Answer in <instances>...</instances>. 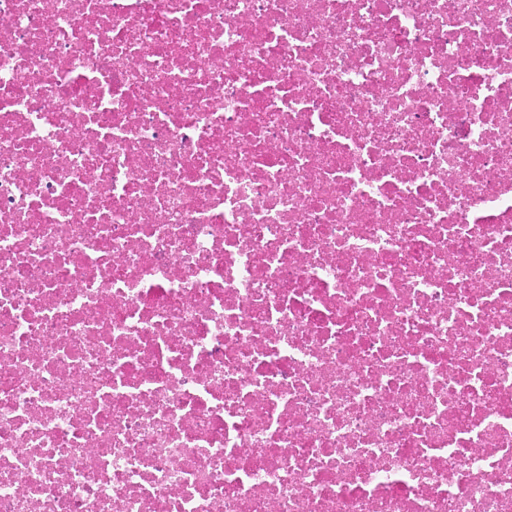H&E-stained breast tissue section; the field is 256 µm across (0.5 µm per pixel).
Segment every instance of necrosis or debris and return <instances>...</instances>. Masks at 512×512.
<instances>
[{
  "instance_id": "4bbe7bcc",
  "label": "necrosis or debris",
  "mask_w": 512,
  "mask_h": 512,
  "mask_svg": "<svg viewBox=\"0 0 512 512\" xmlns=\"http://www.w3.org/2000/svg\"><path fill=\"white\" fill-rule=\"evenodd\" d=\"M0 512H512V0H0Z\"/></svg>"
}]
</instances>
